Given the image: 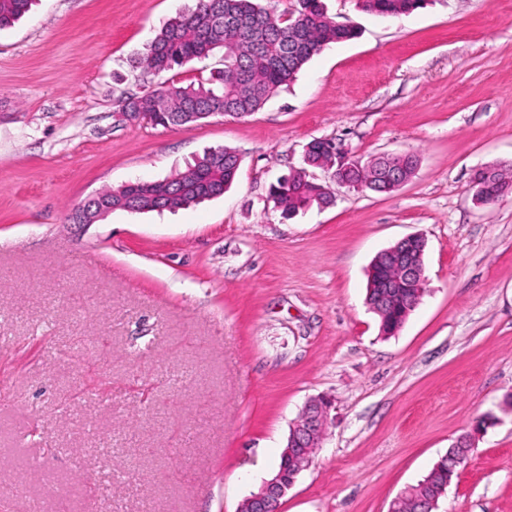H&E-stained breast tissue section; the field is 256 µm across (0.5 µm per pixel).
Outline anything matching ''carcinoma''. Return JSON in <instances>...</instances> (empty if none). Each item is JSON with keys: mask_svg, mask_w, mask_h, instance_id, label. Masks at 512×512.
<instances>
[{"mask_svg": "<svg viewBox=\"0 0 512 512\" xmlns=\"http://www.w3.org/2000/svg\"><path fill=\"white\" fill-rule=\"evenodd\" d=\"M426 0H357L369 14L386 17L409 15ZM32 0H0V29L12 26L29 9ZM357 36L352 26H342L330 17L324 0H297L295 12L284 17L262 4V0H195V6L170 21L156 35L139 60L144 72L160 76L184 63L206 57L216 49L224 52V67L211 74L207 83L179 86L165 80L142 95L121 101L123 112H154L156 125L188 127L209 116L230 113L245 117L259 111L269 97L289 85L299 71L332 43ZM332 139L309 142V165L292 169L269 188V196L285 218L313 206H329L333 195L328 185L311 177L308 168L331 172L337 185L347 182L356 190L392 194L400 181L409 180L418 166L412 153L381 154L375 161L359 158L340 161ZM241 166V156L232 147L211 150L182 171L149 184L106 188L84 205L71 210L68 224H85L114 209L130 212L173 210L221 195L232 186ZM477 200L492 203L512 194V183L478 169L472 177ZM396 278L399 287L380 306L378 297L386 288L366 289V303L372 306L379 326L392 328L412 313L407 299L425 283L406 282L387 256L377 255L373 280L383 283ZM448 481V470L433 469L410 486L400 512H417L418 499Z\"/></svg>", "mask_w": 512, "mask_h": 512, "instance_id": "obj_1", "label": "carcinoma"}]
</instances>
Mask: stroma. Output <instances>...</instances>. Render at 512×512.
<instances>
[{
  "mask_svg": "<svg viewBox=\"0 0 512 512\" xmlns=\"http://www.w3.org/2000/svg\"><path fill=\"white\" fill-rule=\"evenodd\" d=\"M191 0H37L0 30V512H238L304 404L323 446L280 512H388L485 420L438 512H512V0H428L385 19L325 0L356 39L252 115L189 129L124 117L138 66ZM416 153L390 195L336 188L286 219L269 187L306 144ZM241 158L222 196L68 224L90 195ZM426 243V292L390 337L364 303L372 258ZM472 184L477 200L484 203H492L512 194V181L510 184L501 182L498 177L488 176L482 168L474 173Z\"/></svg>",
  "mask_w": 512,
  "mask_h": 512,
  "instance_id": "35a3bbf8",
  "label": "stroma"
}]
</instances>
